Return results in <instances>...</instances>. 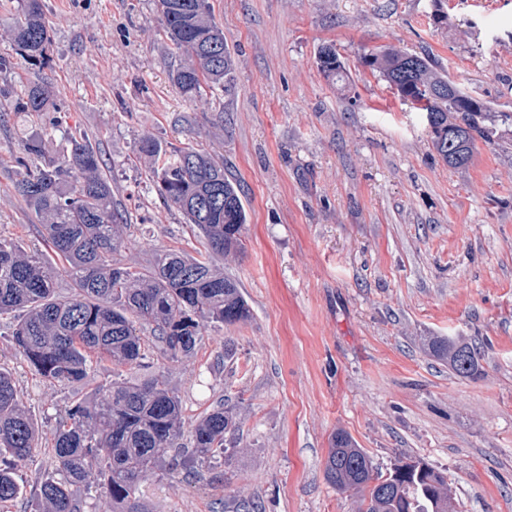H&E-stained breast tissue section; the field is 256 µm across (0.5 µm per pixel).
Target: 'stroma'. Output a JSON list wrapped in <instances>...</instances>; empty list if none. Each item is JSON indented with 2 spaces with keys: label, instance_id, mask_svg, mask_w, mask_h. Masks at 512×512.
<instances>
[{
  "label": "stroma",
  "instance_id": "35a3bbf8",
  "mask_svg": "<svg viewBox=\"0 0 512 512\" xmlns=\"http://www.w3.org/2000/svg\"><path fill=\"white\" fill-rule=\"evenodd\" d=\"M235 60L231 88L191 101L173 87L180 60L155 0H43L51 28L44 116L16 101L36 73L8 34L19 0H0V237L28 253L45 243L14 192L27 139L66 154L62 129L100 152L128 227L124 264L157 250L195 255L205 240L158 195L143 135L222 154L247 211L241 252L216 258L242 289L246 321L212 324L197 352L152 350L148 372L180 398L185 429L217 406L237 429L194 474L161 468L141 484L150 512H357L358 494L324 477L336 430L385 473L418 460L445 473L459 512H512V152L478 144L464 169L433 151L424 112L361 59L385 44L425 54L472 95L512 111V0H210ZM335 45L343 82L320 72ZM13 317L0 318L8 368L41 446L23 492L0 512H37L56 475L52 437L70 404L132 377L92 365L83 384H51L19 359ZM482 348L481 373L453 374L426 337Z\"/></svg>",
  "mask_w": 512,
  "mask_h": 512
}]
</instances>
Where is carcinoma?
Returning a JSON list of instances; mask_svg holds the SVG:
<instances>
[{"label":"carcinoma","instance_id":"cac0c4a2","mask_svg":"<svg viewBox=\"0 0 512 512\" xmlns=\"http://www.w3.org/2000/svg\"><path fill=\"white\" fill-rule=\"evenodd\" d=\"M162 31L184 61L171 81L190 100L233 83L234 59L209 0H157ZM13 50L28 65L48 63L50 28L43 0H22L21 15L9 32ZM317 64L330 81L345 72L336 47L318 48ZM397 95L426 112L431 145L452 169L469 166L476 142L512 146V111L467 93L427 56L387 45L364 57ZM54 97L44 77L30 82L17 104L38 114ZM69 152L45 155L42 140L28 139L16 160V194L37 218L55 258L28 254L0 238V316L24 314L12 331L15 350L50 383L74 385L93 363L108 359L131 369L142 366L157 344L169 359L195 353L208 323L235 324L250 315L237 283L215 268L213 256L243 250L247 213L237 183L224 175V156L192 144L168 148L145 135L139 153L152 161V181L164 202L176 207L202 235L208 254L192 257L164 249L151 267L140 271L121 262L124 217L112 201V186L102 171L99 151L82 134L65 131ZM72 294L60 299L54 285L61 276ZM150 328L152 338L144 336ZM428 350L460 378L480 374L477 345L460 339L432 338ZM235 430L233 416L219 407L204 415L191 436L183 435L181 403L160 377L115 382L91 401L75 402L53 435L58 479L40 485L42 512H84L74 488L97 471L118 512H147L140 482L162 466L169 469L184 454L199 458L224 452ZM39 434L6 370L0 368V502L21 493L20 469L32 459ZM401 476L388 491L372 492L359 512H455L448 479L418 461L400 462ZM324 476L340 490L373 479L366 452L343 430L334 434Z\"/></svg>","mask_w":512,"mask_h":512}]
</instances>
